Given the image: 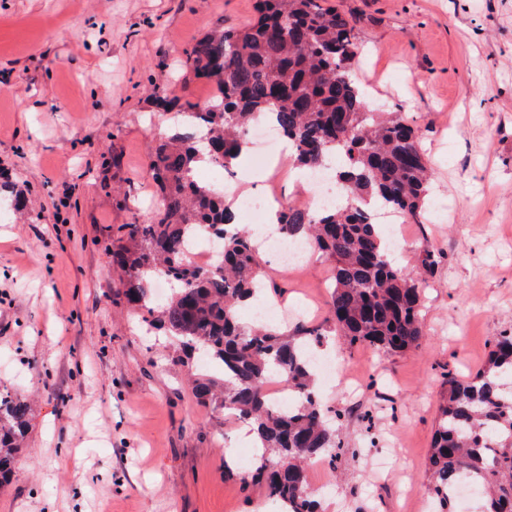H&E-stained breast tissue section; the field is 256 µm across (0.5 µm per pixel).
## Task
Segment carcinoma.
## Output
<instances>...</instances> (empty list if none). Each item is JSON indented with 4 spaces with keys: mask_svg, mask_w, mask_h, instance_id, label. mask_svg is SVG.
<instances>
[{
    "mask_svg": "<svg viewBox=\"0 0 512 512\" xmlns=\"http://www.w3.org/2000/svg\"><path fill=\"white\" fill-rule=\"evenodd\" d=\"M323 2L256 0L251 23L208 33L184 51L185 71L215 85L212 104L200 112L198 103L154 88L156 107L177 117L172 128L155 133L148 162L158 203L149 221L112 231L121 295L142 312L146 326L179 340L178 364L189 366L201 351L220 367L222 380L190 376L192 394L253 427L268 458L243 481L263 487L280 512H319L308 461L337 459L331 417L315 393L309 360L324 333L304 323L290 334L286 327L241 321L239 307L259 297L260 251L254 234L225 208L224 196L196 180L200 138L207 140V164L229 169L250 127L270 115L292 144L293 164L314 171L333 155L340 159L342 203L318 210L290 203L277 229L311 242L334 262L330 321L348 346L385 353L420 348L422 284L438 264L429 249L415 270L390 258L372 206L421 223L432 173L414 122L369 106L351 75L358 53L351 20ZM204 225L222 240V262L211 270L196 267L187 253L189 238ZM158 277L179 284L161 304L153 299ZM274 371L297 395L282 412L263 389ZM444 386L428 458L434 512H457L453 491L463 482L478 486V512H512V333L494 337L479 372L450 373ZM31 416L29 401L0 388V488L13 479Z\"/></svg>",
    "mask_w": 512,
    "mask_h": 512,
    "instance_id": "cac0c4a2",
    "label": "carcinoma"
}]
</instances>
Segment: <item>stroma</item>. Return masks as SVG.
<instances>
[{
    "mask_svg": "<svg viewBox=\"0 0 512 512\" xmlns=\"http://www.w3.org/2000/svg\"><path fill=\"white\" fill-rule=\"evenodd\" d=\"M256 0H0V384L32 399L0 512H274L244 485L254 455L230 412L196 402L168 334L119 294L112 228L152 215L150 85L198 100L182 50L255 16ZM355 25L375 108L422 131L433 169L422 223L423 346L327 354L360 385H321L344 453L308 469L320 512H427V459L446 373L479 371L512 331V0H329ZM280 302L326 326L332 264L268 268Z\"/></svg>",
    "mask_w": 512,
    "mask_h": 512,
    "instance_id": "35a3bbf8",
    "label": "stroma"
}]
</instances>
